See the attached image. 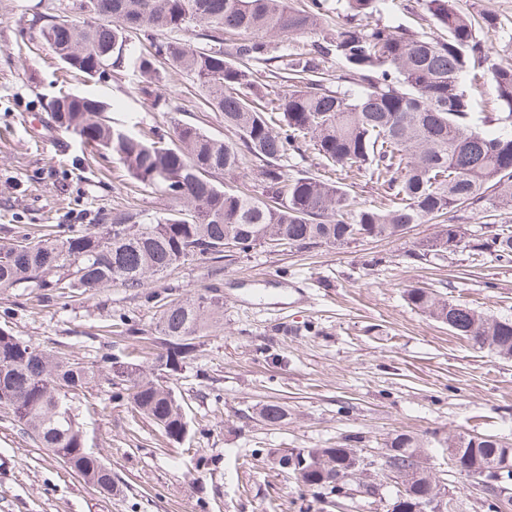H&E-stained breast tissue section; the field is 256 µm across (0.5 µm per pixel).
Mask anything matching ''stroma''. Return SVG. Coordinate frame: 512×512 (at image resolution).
<instances>
[{"label":"stroma","instance_id":"stroma-1","mask_svg":"<svg viewBox=\"0 0 512 512\" xmlns=\"http://www.w3.org/2000/svg\"><path fill=\"white\" fill-rule=\"evenodd\" d=\"M70 0H0V239L47 224H97L103 213L131 209L150 216L168 208L161 187H126L122 165L58 128L47 105L62 86L100 97L129 126L170 130L191 121L224 139L221 113L205 107L189 76L158 71L169 99L153 107L139 74L64 81L52 51L28 21ZM469 15L494 16L486 33L496 62L512 64V0H457ZM435 224L347 247L317 245L226 250L220 261L195 257L149 285L117 284L73 298L39 291H0V328L49 351L92 366L108 326L121 322L136 337L113 336L123 360L151 365L146 345L160 309L151 298L202 295L224 301L219 326L201 337L182 371L169 379L189 424L186 440L168 442L126 402L99 384L80 396L88 442L112 469V497L84 483L16 422L0 412V512H387L391 477L378 473L373 495L314 493L276 467L271 449L355 448L371 459L397 434L425 444L424 461L453 494L459 512H486L482 487L448 466L449 438L493 435L512 444V359L478 350L447 325L412 308L410 288L512 317V262L470 251L410 259ZM275 399L288 409L277 426L256 409Z\"/></svg>","mask_w":512,"mask_h":512}]
</instances>
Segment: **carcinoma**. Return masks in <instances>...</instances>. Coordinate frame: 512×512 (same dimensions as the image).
I'll return each mask as SVG.
<instances>
[{
  "label": "carcinoma",
  "instance_id": "carcinoma-1",
  "mask_svg": "<svg viewBox=\"0 0 512 512\" xmlns=\"http://www.w3.org/2000/svg\"><path fill=\"white\" fill-rule=\"evenodd\" d=\"M395 0H72L69 12H37L30 29L71 72L93 78L101 64L131 69L148 80L162 64L192 77L208 107L224 115L233 138L217 139L198 125L179 121L175 138L141 134L108 116L109 104L65 92L49 104L58 126L79 130V138L107 151L134 184L158 185L175 206L147 219L133 211L109 212L102 223L69 225L35 237L19 232L0 242V290L37 288L70 297L104 283L143 288L152 278L197 256L224 257V249L246 251L326 244L401 235L412 224L442 223L435 236L410 257L426 259L470 249L497 259L512 258V230L487 222V231L468 239L457 221L461 211L490 214L512 208V67L494 62L478 30L495 29L494 19L462 13L455 0H421L430 32H414L385 21ZM342 20L336 36L286 62L288 88L272 98L268 77L277 78V57L268 37L318 29L331 13ZM120 17L135 30L180 31L197 27L208 41L193 48L177 38L139 47ZM336 56L341 73L330 77L324 62ZM491 90L481 111L477 98ZM322 163L347 177L370 174L380 198L358 203L347 184L329 181L295 159L306 147ZM293 161L291 171L282 161ZM258 168V189L225 188L218 175L233 176L246 162ZM406 300L436 321L453 317L457 335L472 331V345L512 356V319L486 316L464 304L411 288ZM156 360L165 373L129 363L116 371L117 357L101 355L94 370L66 355L51 354L0 329V409L33 440L86 483L112 478L90 451L75 400L102 380L122 381L113 394L150 419L170 442L182 440L188 421L181 400L166 385L195 355L199 338L214 326L218 302L201 297L162 304ZM269 424L287 409L268 401L259 411ZM390 447L422 458L423 443L399 434ZM458 448L456 473L489 478L504 449L486 436L452 438ZM330 453L336 467L353 471L350 448H313L300 484L342 494L321 468ZM405 487L402 512H415L425 493L416 472H398Z\"/></svg>",
  "mask_w": 512,
  "mask_h": 512
}]
</instances>
